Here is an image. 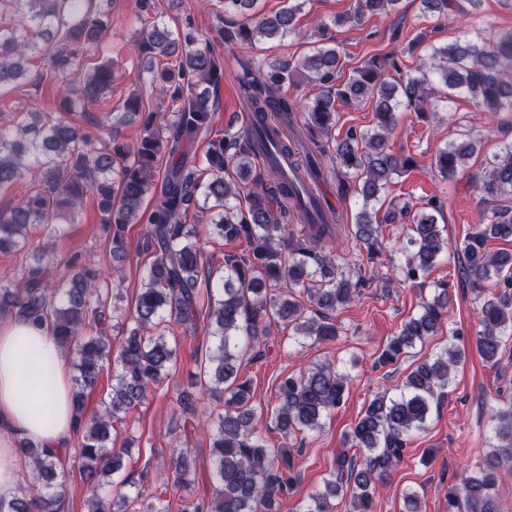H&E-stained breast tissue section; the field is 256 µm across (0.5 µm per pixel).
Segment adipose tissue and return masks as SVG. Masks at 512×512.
<instances>
[{
    "label": "adipose tissue",
    "instance_id": "adipose-tissue-1",
    "mask_svg": "<svg viewBox=\"0 0 512 512\" xmlns=\"http://www.w3.org/2000/svg\"><path fill=\"white\" fill-rule=\"evenodd\" d=\"M72 433L66 350L47 328L0 322V502H10L17 491V440L55 449Z\"/></svg>",
    "mask_w": 512,
    "mask_h": 512
}]
</instances>
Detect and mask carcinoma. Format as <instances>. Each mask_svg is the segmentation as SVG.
<instances>
[{
  "label": "carcinoma",
  "mask_w": 512,
  "mask_h": 512,
  "mask_svg": "<svg viewBox=\"0 0 512 512\" xmlns=\"http://www.w3.org/2000/svg\"><path fill=\"white\" fill-rule=\"evenodd\" d=\"M84 0H0L11 5L10 17L0 12V87L25 75L30 54L48 55L46 74L63 78L83 74L77 89L64 87L59 108L53 112H16L0 125V190L38 173L39 180L17 204L0 211V253L28 249L32 262L21 276L0 277V319L19 318L35 326L50 325L58 343L76 354L73 404L81 448L76 458L84 485L91 493L88 512H127L144 499V490L130 478L120 486L135 489L110 501L102 492L106 479L121 469L115 453L135 445V437L122 436L125 417L144 404L153 387L162 384L177 364L178 332L196 330L202 298L208 300L207 318L215 346L177 399L178 420L191 424L197 416L202 387L224 394V411L210 417V456L216 482L210 499H192L180 512H281L283 500L296 487L300 472L288 453L268 446L255 423L249 380L240 375L241 346L261 355L273 323L281 322L295 334L317 342L333 341L341 327L329 321L328 311L351 302L363 279H352L335 255L336 225L324 216L311 221L301 199L313 166L294 160L295 177L288 180L274 164L266 166L272 186L252 178L254 160L273 153L295 155L274 113L293 110V100L281 91L296 74L320 84L331 81L342 67L331 40L330 28L315 30L323 46L302 62L277 59L261 76L245 65L241 87L250 104L248 126L238 134L224 133L210 140L204 167L191 165L189 154L201 132L211 130L214 110L205 84L217 88L224 80V61L210 49L194 46L193 32L175 37L157 24L146 27L136 39V49L168 65L155 79L172 90L179 103L174 119L143 106L135 94L112 112V131L135 122L140 134L135 142L121 144L117 137L96 143L76 122L82 112L97 105L111 87L114 73L106 62L85 66L83 50L98 43L108 28L107 17L83 7ZM256 0H224V12L239 13L244 20L224 34L229 45H250L259 37L282 38L294 30L297 3L271 15H248ZM424 11L448 19L462 9L458 0H421ZM398 0H357L346 23H359L367 15L389 13ZM9 19L5 25L2 20ZM396 63L374 59L336 92L315 97L304 113L307 127L326 136L325 147L360 187L362 207L353 235L370 260L381 256V225L373 203L411 164V159L389 148L402 105L422 117L433 116V84L465 93L476 107L494 114L512 111V31L435 47L420 75L389 81L388 67ZM374 102V126L366 131L350 128L344 137H332L336 102L365 98ZM480 142L466 132L435 154L434 169L443 181L462 178L481 194L485 209L481 224L455 246L448 245L435 214L441 205L430 198L416 209L406 203L387 211L384 223L403 218L408 231L395 250L406 260L399 268L403 283L423 284L438 256H461L459 275L470 286L478 304L475 343L491 367L501 359L512 339V251H491V239L512 241V144L483 161L477 175L470 160ZM165 161L160 189H154L157 168ZM255 189L240 199L247 184ZM97 200L112 267L100 268L79 252L59 255L52 239L59 231L55 221L75 217L87 195ZM157 196L152 206L148 195ZM213 210L208 225L184 224L190 211ZM293 211L302 222L301 234L288 233L283 223ZM131 224L142 227L138 253L146 274L134 305L124 310L117 281L126 261V232ZM240 250L224 252L215 270L198 246L202 229ZM451 300L443 287L420 311L401 325L381 353L378 364L396 361L405 350L437 335ZM316 316L305 315L304 302ZM118 331L119 351L111 355L112 337ZM113 360L115 374L108 399L92 416L84 410V397L93 389ZM465 361V348L450 344L418 362L406 375L396 397L373 398L348 438L362 459L343 453L323 488L309 495L298 512H333L332 500L349 497L348 512H372L380 486L403 461L408 435L425 427L433 408L448 388L452 374ZM347 375L331 361H319L298 374H288L275 390L273 423L284 435L321 428L325 415L340 406ZM493 444L480 464L462 472L448 486V512H499L495 496L499 483L512 475V399L490 408ZM176 454L170 467L174 486L186 489L194 481L187 441H171ZM21 453L28 459L20 494L8 512H62L64 485L58 480L63 449H43L24 441Z\"/></svg>",
  "instance_id": "obj_1"
}]
</instances>
